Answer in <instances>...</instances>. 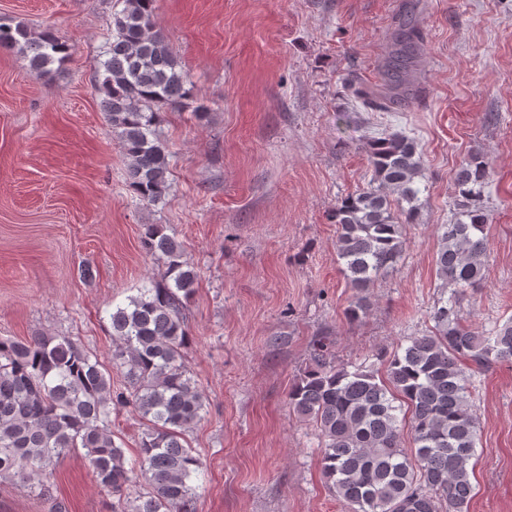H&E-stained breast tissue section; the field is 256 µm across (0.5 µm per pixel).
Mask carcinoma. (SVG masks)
<instances>
[{"label":"carcinoma","mask_w":512,"mask_h":512,"mask_svg":"<svg viewBox=\"0 0 512 512\" xmlns=\"http://www.w3.org/2000/svg\"><path fill=\"white\" fill-rule=\"evenodd\" d=\"M118 2L97 91L120 135L130 186L154 204L164 199L170 174L155 125L161 112L185 106L192 89L155 29V0ZM0 46L26 55L37 76L69 58V46L50 28L33 33L0 23ZM357 94L379 108L395 100L401 84L393 66L383 70L381 88ZM369 164V187L342 199L332 215L336 261L354 291L350 320L367 314L370 288L400 262L423 177L419 145L403 134L372 139ZM487 179L483 161L456 172L460 200L454 220L440 227L436 254L437 276L452 292L434 306L433 330L380 354L383 377L372 365L336 363L322 337L288 392L293 413L318 429L322 475L346 512H468L478 430L470 373L512 364V321L475 330L463 324L457 306L459 291L479 286L484 274L489 216L478 202ZM392 193L409 205L400 215ZM141 239L166 272L108 312L112 362L125 370L127 386L113 389L112 373L69 336L0 339V480L18 479L42 494L60 461L81 448L96 482L112 494L111 512H193L204 464L185 433L200 419L206 398L185 366L183 348L186 301L198 274L164 225H142ZM116 402L131 404L145 426L131 459L112 436Z\"/></svg>","instance_id":"cac0c4a2"}]
</instances>
